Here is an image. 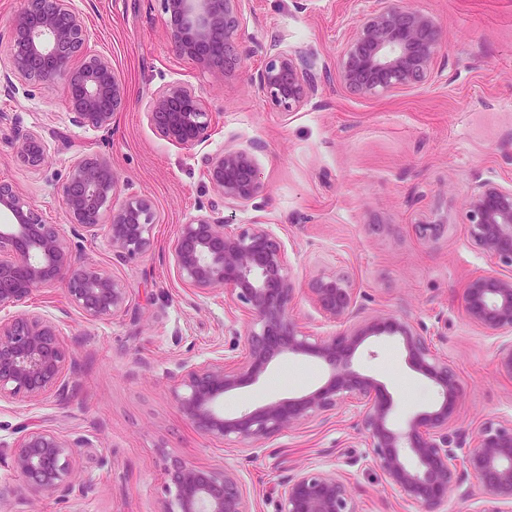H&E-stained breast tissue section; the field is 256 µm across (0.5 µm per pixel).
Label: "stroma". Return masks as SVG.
Listing matches in <instances>:
<instances>
[{"mask_svg": "<svg viewBox=\"0 0 512 512\" xmlns=\"http://www.w3.org/2000/svg\"><path fill=\"white\" fill-rule=\"evenodd\" d=\"M407 3L439 19L446 45L431 81L397 94L358 95L331 70L351 23L377 0H244V46L276 40L306 49L328 69L318 97L291 112L251 86L259 58L224 82L177 55L162 0H70L85 22L86 52L111 60L128 85V105L110 132L73 125L60 92L0 80V113L10 117L0 126V181L57 225L79 260L108 268L129 288L128 311L96 321L59 287L23 304L62 319L74 368L65 397L0 402V512H162L171 498L167 470L177 461L235 470L255 493V512H276L279 486L303 469L344 473L359 512H418L371 466L355 403L253 444L206 435L180 414V366L224 351L244 330L224 291L191 293L173 273L168 244L178 226L213 211L232 229L264 222L283 241L301 290L294 316L308 334L341 330L310 301L309 284L332 272L347 276L364 313L406 315L443 335L438 352L463 383L452 430L468 435L489 421L512 423V381L496 372L497 341L462 313L467 277L494 269L469 241L467 192L479 180L512 183V0ZM177 82L216 117L211 139L191 149L161 140L146 115L152 96ZM30 132L46 145L38 169L17 157ZM253 142L263 146L264 189L248 203L224 201L203 177L201 159ZM93 151L110 157L123 196L150 204L153 242L145 254L116 262L106 234L82 237L69 223L60 188L75 157ZM433 221L445 224L443 236L421 238L416 225ZM354 365L390 394L395 426L438 400L399 337L367 339ZM326 377L318 359L279 357L258 382L226 394L224 412L307 394ZM33 426L87 442L66 498L30 491L12 467L10 447Z\"/></svg>", "mask_w": 512, "mask_h": 512, "instance_id": "stroma-1", "label": "stroma"}]
</instances>
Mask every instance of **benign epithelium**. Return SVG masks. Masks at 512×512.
Returning a JSON list of instances; mask_svg holds the SVG:
<instances>
[{
  "instance_id": "benign-epithelium-1",
  "label": "benign epithelium",
  "mask_w": 512,
  "mask_h": 512,
  "mask_svg": "<svg viewBox=\"0 0 512 512\" xmlns=\"http://www.w3.org/2000/svg\"><path fill=\"white\" fill-rule=\"evenodd\" d=\"M240 2L163 0L167 35L176 53L220 79L238 75L246 59L258 57L262 64L250 82L274 107L291 112L313 100L321 88L320 76L303 48L255 43L239 51ZM7 43L14 76L60 88L74 125L106 133L112 129L128 104L127 84L108 59L85 53L84 21L68 0H20ZM443 46L436 16L399 0H379L375 10L351 26L336 56V77L361 96L400 93L430 80ZM147 117L160 139L184 149L205 143L213 132V113L182 83L156 93ZM258 149L255 143L226 147L203 158V177L224 201L248 203L263 192ZM18 157L40 166L45 160L41 135L23 136ZM60 193L69 223L90 237L105 231L117 260L149 250L150 204L139 197L119 199L120 183L107 156L76 157ZM0 211L12 216L10 223L0 225L1 310L55 285L64 287L70 302L89 320L127 309L125 282L101 266L78 262L56 226L26 205L8 182H0ZM467 221L474 247L509 271L470 275L463 289V313L471 325L500 340L496 368L512 380V183L473 184L467 193ZM169 252L175 278L184 287L195 293L222 289L247 317L242 360L228 362L221 355L181 366L176 402L199 430L256 442L323 416L343 402H356L363 407L362 433L383 483L419 512H443L448 492L460 485L465 473L482 486L480 512H512V426L487 422L469 440L448 430L461 381L410 318L364 314L348 278L329 274L314 280L308 295L327 319L344 329L335 336H309L292 315L297 287L285 246L261 221L229 232L223 217L201 215L179 225ZM384 335L401 338L411 367L439 392L432 410L400 429L391 423L393 402L385 388L351 364L366 339ZM282 354L319 359L328 370L327 379L305 395L272 400L239 415L228 416L218 408L224 394L256 383ZM72 364L62 321L29 312L0 319V401L20 394L37 399L65 393ZM80 447L81 441L53 430L28 428L13 446L12 465L32 489L65 497ZM170 482L174 497L163 512H253L254 493L230 469L200 470L180 462ZM279 512L358 509L342 473L299 470L281 485Z\"/></svg>"
}]
</instances>
